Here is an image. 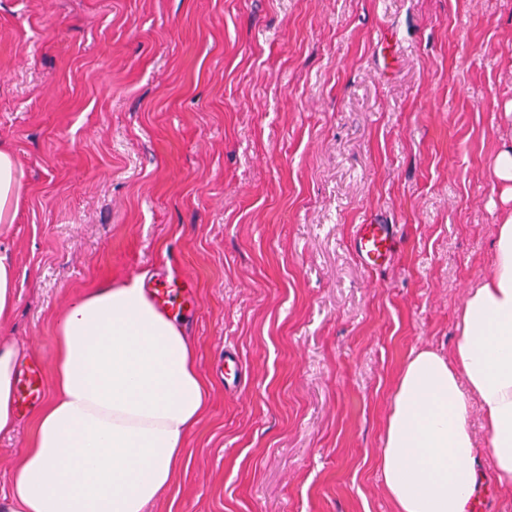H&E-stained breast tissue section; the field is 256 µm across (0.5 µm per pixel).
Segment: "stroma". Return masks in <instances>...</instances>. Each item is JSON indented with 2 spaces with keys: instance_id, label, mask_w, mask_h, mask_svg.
<instances>
[{
  "instance_id": "obj_1",
  "label": "stroma",
  "mask_w": 512,
  "mask_h": 512,
  "mask_svg": "<svg viewBox=\"0 0 512 512\" xmlns=\"http://www.w3.org/2000/svg\"><path fill=\"white\" fill-rule=\"evenodd\" d=\"M0 141L21 367L51 374L80 292L195 287L212 391L148 512H396L400 368L448 354L512 213V0H0ZM376 216L398 245L371 270L352 237ZM35 417L0 435V496ZM21 173L12 149L0 144V230L14 224L21 203ZM494 175L501 188L502 200H512V146H505L496 154Z\"/></svg>"
}]
</instances>
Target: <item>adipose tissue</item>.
I'll return each mask as SVG.
<instances>
[{
	"label": "adipose tissue",
	"instance_id": "ef3b65f1",
	"mask_svg": "<svg viewBox=\"0 0 512 512\" xmlns=\"http://www.w3.org/2000/svg\"><path fill=\"white\" fill-rule=\"evenodd\" d=\"M21 187L0 144V230L18 216ZM53 347L52 393L0 512H146L173 484L207 407L192 336L135 280L75 296ZM17 357L0 343V433L16 423ZM475 402L491 470L512 489V215L496 228L491 272L466 298L451 354L419 350L399 373L379 452L398 512H467L482 480Z\"/></svg>",
	"mask_w": 512,
	"mask_h": 512
}]
</instances>
